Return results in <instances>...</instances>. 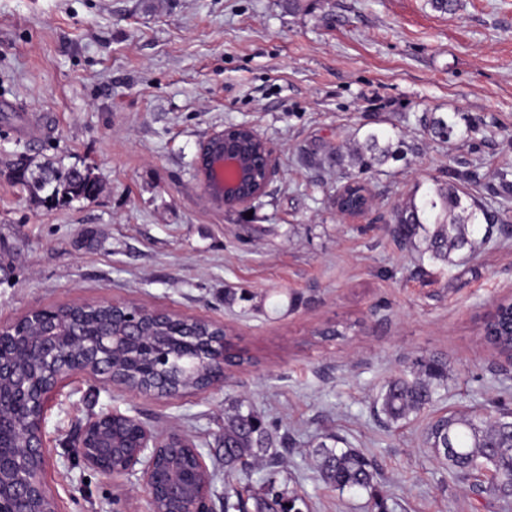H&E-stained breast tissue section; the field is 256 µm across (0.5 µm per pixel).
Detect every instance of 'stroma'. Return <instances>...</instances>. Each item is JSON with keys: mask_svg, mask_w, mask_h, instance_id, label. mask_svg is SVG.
I'll list each match as a JSON object with an SVG mask.
<instances>
[{"mask_svg": "<svg viewBox=\"0 0 512 512\" xmlns=\"http://www.w3.org/2000/svg\"><path fill=\"white\" fill-rule=\"evenodd\" d=\"M439 116L455 136L428 127ZM38 117L45 134L18 133ZM241 122L280 164L248 215L210 206L196 171L206 137ZM372 131L395 155L364 176L370 216L345 221L339 176ZM20 161L91 166L101 190L46 207L14 183ZM456 179L491 216L473 250L446 264L393 238L397 206ZM510 295L512 0H0V324L109 298L227 323L242 358L223 389L178 399L64 383L44 438L60 512H150L71 446L112 409L191 436L218 508L273 475L309 512H512L425 443L432 415L512 413V363L483 335ZM432 358L448 365L432 412L384 426L376 394ZM240 401L271 445L229 476L224 418ZM326 435L372 461V488L322 480Z\"/></svg>", "mask_w": 512, "mask_h": 512, "instance_id": "1", "label": "stroma"}]
</instances>
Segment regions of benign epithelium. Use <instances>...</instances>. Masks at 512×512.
<instances>
[{"mask_svg": "<svg viewBox=\"0 0 512 512\" xmlns=\"http://www.w3.org/2000/svg\"><path fill=\"white\" fill-rule=\"evenodd\" d=\"M224 153V198L226 210L245 211L264 196L278 171V156L248 123L230 124L216 133ZM364 204L355 210L336 206L349 221L364 218L370 210L371 195L363 191ZM124 302L103 299L94 304H72L67 325L55 322L50 308L28 311L16 322L0 325V512H59L55 496L46 486L47 456L44 446L45 413L52 393L62 381L74 375L102 380L135 394L174 399L184 392L170 388L165 376L152 368L149 384L132 388L108 367L117 338L135 341L140 320L125 310ZM105 309L123 318V333L112 334L107 326L94 333L84 331L85 314ZM149 311L170 333H188L189 320L172 311L140 306ZM200 362L203 382L196 392L224 387V366L230 355L226 325ZM37 367L59 371L48 387L33 376ZM115 418L134 421L140 428L137 444L127 448L112 434ZM74 448L82 463L117 484L134 481L146 494L151 512H214L209 467L197 445L179 431L159 432L148 428L134 415L117 410L92 414L82 424Z\"/></svg>", "mask_w": 512, "mask_h": 512, "instance_id": "benign-epithelium-1", "label": "benign epithelium"}]
</instances>
